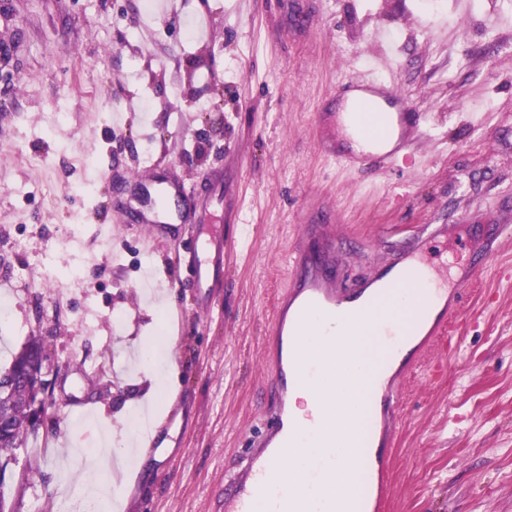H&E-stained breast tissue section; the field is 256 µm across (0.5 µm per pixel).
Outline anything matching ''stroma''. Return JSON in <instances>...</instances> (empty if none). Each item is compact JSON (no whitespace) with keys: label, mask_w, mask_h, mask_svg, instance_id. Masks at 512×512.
<instances>
[{"label":"stroma","mask_w":512,"mask_h":512,"mask_svg":"<svg viewBox=\"0 0 512 512\" xmlns=\"http://www.w3.org/2000/svg\"><path fill=\"white\" fill-rule=\"evenodd\" d=\"M0 370L49 338L57 402L0 494L13 512L79 497L103 436L145 472L112 512H220L262 429L267 330L306 224L353 282L423 237L454 279L459 238L499 233L462 313L400 393L390 512H512V12L501 0H0ZM423 132L345 168L340 88L366 72ZM157 170L199 191L224 173L229 251L211 309L183 258L195 235L128 219ZM92 183V193L81 192ZM80 276H71L74 265ZM165 307L148 311L150 294ZM148 364H141L142 350ZM154 434L155 445L141 440Z\"/></svg>","instance_id":"35a3bbf8"}]
</instances>
